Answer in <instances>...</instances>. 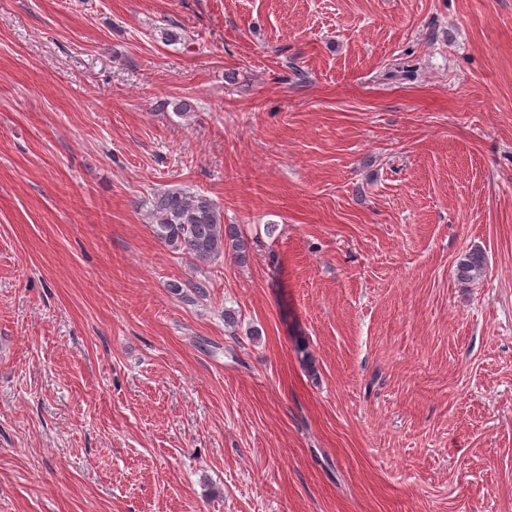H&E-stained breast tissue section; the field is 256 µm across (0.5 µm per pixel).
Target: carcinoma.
Returning <instances> with one entry per match:
<instances>
[{
	"instance_id": "carcinoma-1",
	"label": "carcinoma",
	"mask_w": 512,
	"mask_h": 512,
	"mask_svg": "<svg viewBox=\"0 0 512 512\" xmlns=\"http://www.w3.org/2000/svg\"><path fill=\"white\" fill-rule=\"evenodd\" d=\"M150 205L155 236L186 260L206 262L226 250L245 257L247 239L238 227L224 223L219 208L208 196L171 188L155 195ZM485 270V256L477 249L462 255L456 265L457 277L462 281L474 280Z\"/></svg>"
}]
</instances>
